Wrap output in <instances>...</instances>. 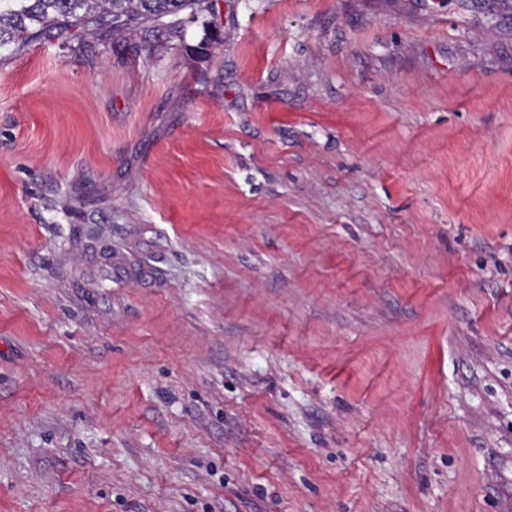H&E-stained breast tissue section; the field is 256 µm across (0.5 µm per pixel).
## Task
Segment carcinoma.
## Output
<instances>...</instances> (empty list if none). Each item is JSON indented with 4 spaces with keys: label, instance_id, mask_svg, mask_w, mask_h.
Here are the masks:
<instances>
[{
    "label": "carcinoma",
    "instance_id": "1",
    "mask_svg": "<svg viewBox=\"0 0 512 512\" xmlns=\"http://www.w3.org/2000/svg\"><path fill=\"white\" fill-rule=\"evenodd\" d=\"M187 9L212 14L213 0H0V51L90 38L126 46L137 30L176 34L177 16Z\"/></svg>",
    "mask_w": 512,
    "mask_h": 512
}]
</instances>
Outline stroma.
I'll return each instance as SVG.
<instances>
[{
	"label": "stroma",
	"instance_id": "35a3bbf8",
	"mask_svg": "<svg viewBox=\"0 0 512 512\" xmlns=\"http://www.w3.org/2000/svg\"><path fill=\"white\" fill-rule=\"evenodd\" d=\"M512 512V0H215L0 54V512Z\"/></svg>",
	"mask_w": 512,
	"mask_h": 512
}]
</instances>
